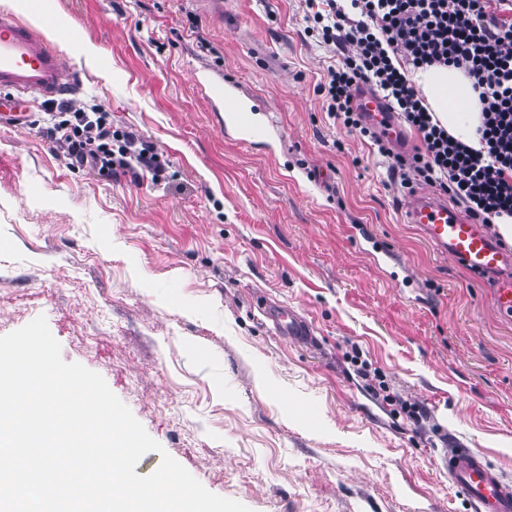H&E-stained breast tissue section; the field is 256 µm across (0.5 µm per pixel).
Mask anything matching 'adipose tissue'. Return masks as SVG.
<instances>
[{
  "mask_svg": "<svg viewBox=\"0 0 512 512\" xmlns=\"http://www.w3.org/2000/svg\"><path fill=\"white\" fill-rule=\"evenodd\" d=\"M411 80L449 134L478 147L481 105L471 79L460 69L433 66L412 71Z\"/></svg>",
  "mask_w": 512,
  "mask_h": 512,
  "instance_id": "ef3b65f1",
  "label": "adipose tissue"
}]
</instances>
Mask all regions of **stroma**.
<instances>
[{"label":"stroma","mask_w":512,"mask_h":512,"mask_svg":"<svg viewBox=\"0 0 512 512\" xmlns=\"http://www.w3.org/2000/svg\"><path fill=\"white\" fill-rule=\"evenodd\" d=\"M73 107L161 154L102 177L50 134L52 101L0 125V336L45 317L210 492L250 512H471L440 463L475 448L512 480V320L436 254L369 141L323 110L336 62L302 0H50ZM257 99L244 144L193 82ZM311 336H279L264 306ZM367 364L427 419L399 415ZM378 379V380H379ZM441 448H433L438 436Z\"/></svg>","instance_id":"obj_1"}]
</instances>
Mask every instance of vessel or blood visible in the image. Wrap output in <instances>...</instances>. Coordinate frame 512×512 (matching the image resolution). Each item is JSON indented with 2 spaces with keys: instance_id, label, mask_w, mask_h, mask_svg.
<instances>
[{
  "instance_id": "obj_1",
  "label": "vessel or blood",
  "mask_w": 512,
  "mask_h": 512,
  "mask_svg": "<svg viewBox=\"0 0 512 512\" xmlns=\"http://www.w3.org/2000/svg\"><path fill=\"white\" fill-rule=\"evenodd\" d=\"M41 29L21 23L14 13L0 11V117L17 124L28 120L31 101H50L73 92L68 81V58ZM201 88L214 111L223 113L225 125L243 141L253 143L266 138V126L255 117L257 105L228 91L220 79L202 82ZM353 104L385 139L407 144L405 129L377 93H354ZM405 217L407 223L421 225L425 239L438 253L484 278L493 290L497 309L512 316V251L503 247L486 226L447 197L430 191L408 202ZM269 316L283 336L298 340L311 333L288 307H278ZM442 465L471 512H512V484L481 451L455 449L443 458Z\"/></svg>"
}]
</instances>
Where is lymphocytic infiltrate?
I'll return each instance as SVG.
<instances>
[{
    "instance_id": "lymphocytic-infiltrate-1",
    "label": "lymphocytic infiltrate",
    "mask_w": 512,
    "mask_h": 512,
    "mask_svg": "<svg viewBox=\"0 0 512 512\" xmlns=\"http://www.w3.org/2000/svg\"><path fill=\"white\" fill-rule=\"evenodd\" d=\"M309 31L343 52L320 87L327 115L345 129L370 136L352 106L367 86L413 130L420 146L379 153L399 173L401 188L428 186L464 206L483 224L512 215V0H303ZM463 70L481 104L480 149L452 137L434 122L411 69ZM52 134L71 160L100 175L118 170L162 171L161 160L141 138L115 136L109 112L69 108Z\"/></svg>"
}]
</instances>
